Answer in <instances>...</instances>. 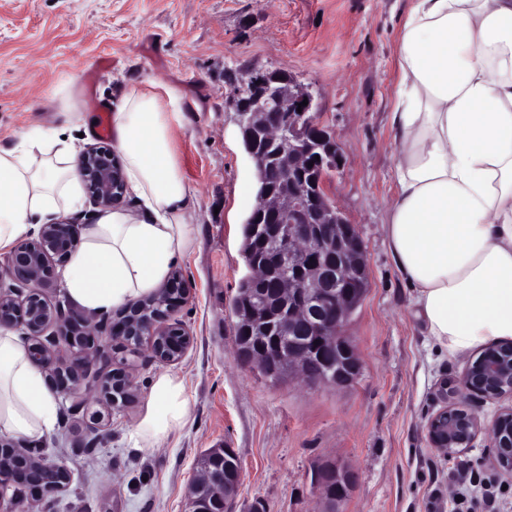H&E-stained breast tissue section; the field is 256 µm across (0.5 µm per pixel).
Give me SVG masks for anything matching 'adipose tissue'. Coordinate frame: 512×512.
I'll use <instances>...</instances> for the list:
<instances>
[{"label": "adipose tissue", "mask_w": 512, "mask_h": 512, "mask_svg": "<svg viewBox=\"0 0 512 512\" xmlns=\"http://www.w3.org/2000/svg\"><path fill=\"white\" fill-rule=\"evenodd\" d=\"M396 49L388 246L429 336L464 355L512 339V0H408ZM67 119L0 145V251L59 215L84 217L63 278L70 300L99 315L168 277L192 241L197 192L172 150L184 119L176 90H130L112 114L132 211L85 215L69 129L85 119ZM58 402L19 336L0 328V434L40 441L56 427ZM189 416L180 375L158 374L130 431L134 447L168 439Z\"/></svg>", "instance_id": "ef3b65f1"}]
</instances>
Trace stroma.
Returning a JSON list of instances; mask_svg holds the SVG:
<instances>
[{"label": "stroma", "instance_id": "obj_1", "mask_svg": "<svg viewBox=\"0 0 512 512\" xmlns=\"http://www.w3.org/2000/svg\"><path fill=\"white\" fill-rule=\"evenodd\" d=\"M407 0H0V143L68 109L99 121L109 100L146 81L176 89L186 118L173 149L197 190L194 242L179 269L192 285L177 319L193 344L172 369L190 400L188 424L135 451L128 431L162 363L134 359V401L94 423L60 402L56 430L34 444L62 463L67 488L29 512H188L194 461L230 445L241 468L236 512H318L313 464L342 460L356 479L343 512H485L448 495L458 461L425 440L442 382L466 359L439 354L385 242L397 152L389 125L398 79L396 29ZM260 67L308 87L344 165L328 196L364 245L368 291L346 328L362 372L345 389L273 384L235 354L232 300L246 267L238 185L251 165L225 75ZM482 436L461 455L494 512H512V477Z\"/></svg>", "mask_w": 512, "mask_h": 512}]
</instances>
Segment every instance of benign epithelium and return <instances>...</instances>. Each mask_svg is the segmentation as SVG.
<instances>
[{"mask_svg": "<svg viewBox=\"0 0 512 512\" xmlns=\"http://www.w3.org/2000/svg\"><path fill=\"white\" fill-rule=\"evenodd\" d=\"M230 81L235 84L230 106L262 184L248 223L271 224L270 234L280 245L269 262L252 264V274L265 280L273 267L286 261L300 282L298 287L284 282L265 298L275 307L288 302V313L277 322L278 341L288 344L286 351L274 361L263 347L254 353L238 348L236 355L246 364L268 365L274 376L289 364L309 385L348 387L359 378L362 363L345 327L356 307L352 285L366 265L362 241L348 232V221L328 199L327 182L341 167L340 148L316 112L312 95L296 81L275 79L260 68L233 75ZM305 100L308 104L298 107ZM77 165L95 204L112 208L123 201V164L111 149H88ZM80 243L81 225L66 218L43 225L35 239L17 241L0 267V328L26 336L27 358L58 395L96 400L109 410L124 408L137 390L135 376L123 362L109 370L97 367L101 353L106 347L135 352L145 345L159 362L181 360L192 336L174 314L187 301L190 286L174 271L156 297L113 315L98 319L67 311L50 303L42 288L56 280L58 268ZM472 395L486 401L512 398V343H499L467 362L458 379L448 384L445 404L425 427L428 445L446 458L470 448L480 433H489L491 459L511 474L512 407L487 424L466 405ZM315 472L320 512H341L343 491L355 473L331 457L318 460ZM240 480L241 470L224 471L223 452L214 451L197 480L202 494L192 498L190 512H233ZM68 483L64 465L0 436L1 490H22L42 499Z\"/></svg>", "mask_w": 512, "mask_h": 512, "instance_id": "obj_1", "label": "benign epithelium"}]
</instances>
